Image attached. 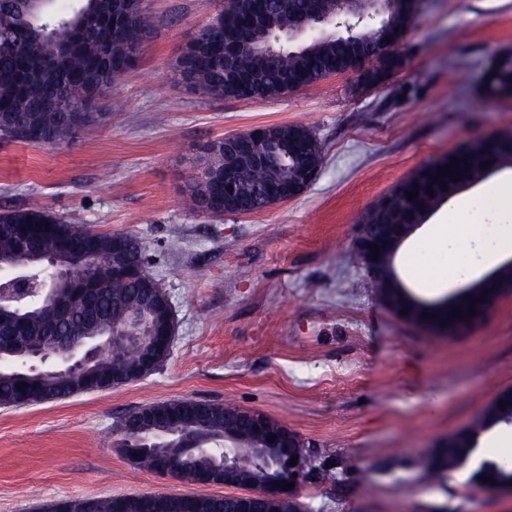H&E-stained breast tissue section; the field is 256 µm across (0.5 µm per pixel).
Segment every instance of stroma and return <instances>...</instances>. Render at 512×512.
I'll return each instance as SVG.
<instances>
[{"label":"stroma","instance_id":"35a3bbf8","mask_svg":"<svg viewBox=\"0 0 512 512\" xmlns=\"http://www.w3.org/2000/svg\"><path fill=\"white\" fill-rule=\"evenodd\" d=\"M403 65L383 85L355 75L275 101L206 97L176 80L182 50L222 0H144L154 31L109 94L110 122L71 146L0 143V210L41 208L104 233L138 237L170 295L174 341L156 372L107 392L0 408V512L57 501L199 495V486L129 463L114 426L129 409L174 398L230 401L272 416L314 456L295 494L303 512H512V492L472 467L425 476L424 461L512 388V294L456 334L404 322L380 302L352 242L365 212L422 166L512 132V100L483 75L512 51V0H420ZM300 124L325 161L299 197L251 215L187 203L190 157L256 126ZM109 178H102V170ZM512 168L454 193L394 258L417 298L452 295L512 259L466 276L467 227L512 225ZM179 236L183 248L168 251Z\"/></svg>","mask_w":512,"mask_h":512}]
</instances>
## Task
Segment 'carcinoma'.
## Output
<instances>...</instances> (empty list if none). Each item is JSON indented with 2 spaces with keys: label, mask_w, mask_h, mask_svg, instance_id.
Instances as JSON below:
<instances>
[{
  "label": "carcinoma",
  "mask_w": 512,
  "mask_h": 512,
  "mask_svg": "<svg viewBox=\"0 0 512 512\" xmlns=\"http://www.w3.org/2000/svg\"><path fill=\"white\" fill-rule=\"evenodd\" d=\"M248 0H224L222 10L211 24L203 28L184 49L190 58L189 67L179 70L178 80L189 82V87L210 98L224 99L231 94L225 80L224 66L219 57L224 53V30L237 27L247 16ZM412 0H385L386 8L380 14L372 13L361 0L353 11L369 19L371 40L346 33H318L305 42L278 54L265 57L243 56L236 64L239 71L250 75L252 87L260 99H278L301 89L316 86L321 81L351 68L358 58L369 59L370 42H382L392 35L405 36L414 27L417 18ZM111 0H75L69 7L53 4L43 15L35 16L17 0L7 11H0V115L7 112L17 127L0 126V142L36 145L28 139L23 128L31 127L48 135L47 145L63 146L77 135L105 120L104 112H82L86 98L93 96L103 84L114 85L112 64L133 63L131 50L141 45L150 33V20L142 9L114 28L105 22ZM309 12V0H281L278 5L277 26L288 27L298 15ZM393 74V64L387 59L377 60L374 69L357 76L358 85L369 88V83L386 82ZM486 90L495 97L512 98V52L498 54L485 72ZM283 146L292 151L284 154L279 171L267 173L256 182L248 173L250 163L243 165L244 194L248 197L259 191L267 203H277V194L269 185L283 183L292 178L297 169L320 166L323 148L315 134L302 125H276ZM458 159L454 171L436 178L440 168ZM494 166L512 165V144L500 145L497 140L472 141L448 156L431 162L401 184L390 195L369 209L362 218L364 224H420L439 202L448 198L455 189L481 179ZM224 171V140L215 141L204 148V155L192 162L187 179L188 197L192 208L203 214L210 213L211 203ZM447 188H442V184ZM418 191L410 201L407 193ZM49 226H43V223ZM25 224L32 231L29 251L50 253L63 242L80 244L90 236L100 245L91 259L82 252L71 253L73 264L80 270H90L101 287L94 296L92 310L82 303L71 305L68 317L63 318L49 301L37 306L22 305L29 313L28 321L18 325L5 320L0 324V348L11 352L18 349L50 352L61 336H87L100 329H108L130 319L134 314L150 318L151 310L141 305L147 293L159 288L158 281L146 273L141 278L119 280L112 278V270L119 265L145 266V254L139 239L128 236L129 251L118 256L112 252V235L94 232L85 224L67 222L45 209H7L0 212V253L13 254L20 263L28 261V251H17L12 226ZM382 303L396 313L402 308L411 311L420 308L426 312L436 308L439 317L471 320V306H480L473 299L481 294L473 289L441 300L426 301L412 295L407 288H379ZM463 314L457 316L455 311ZM146 351L138 347L136 355L122 354L115 359L103 354L95 363L102 376H114L127 369ZM19 382L8 371L0 372V408H12L17 400ZM35 397L50 396V401L72 397L70 386L58 379L40 375L30 386ZM506 402L500 408V402ZM236 410L234 406L216 402L211 414L203 421L185 419L178 425L182 431L203 434L213 440L207 452H189L174 460V477L183 481L199 469L212 464L227 453L243 482L237 488L252 492L262 487L275 473L288 470L289 457L297 454L305 459L306 448H268L265 456L255 453L263 441L243 431L225 428ZM512 421V390L501 391L480 413L473 427L448 436V446L436 451L427 465L430 473L453 471L469 460L476 444L477 430L487 429L501 422ZM485 475L491 482L486 488L512 487V461L494 459L482 461L475 476ZM238 494L177 495V496H124L120 499L86 500L70 504V512H115L114 504L121 501V512H229Z\"/></svg>",
  "instance_id": "obj_1"
}]
</instances>
